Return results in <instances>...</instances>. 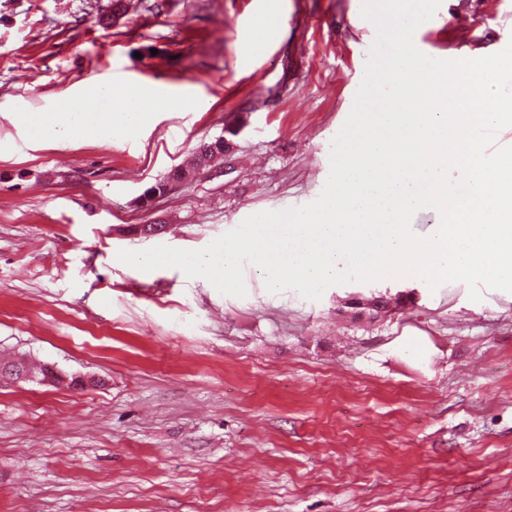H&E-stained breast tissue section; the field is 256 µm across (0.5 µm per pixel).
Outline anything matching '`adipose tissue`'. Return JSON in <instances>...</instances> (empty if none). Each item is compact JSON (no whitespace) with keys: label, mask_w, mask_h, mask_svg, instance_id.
Segmentation results:
<instances>
[{"label":"adipose tissue","mask_w":512,"mask_h":512,"mask_svg":"<svg viewBox=\"0 0 512 512\" xmlns=\"http://www.w3.org/2000/svg\"><path fill=\"white\" fill-rule=\"evenodd\" d=\"M179 102L177 96L149 88L93 84L77 96L60 99L35 119L45 139H96L115 129L135 132L152 112Z\"/></svg>","instance_id":"1"}]
</instances>
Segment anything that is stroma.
Returning a JSON list of instances; mask_svg holds the SVG:
<instances>
[{
	"mask_svg": "<svg viewBox=\"0 0 512 512\" xmlns=\"http://www.w3.org/2000/svg\"><path fill=\"white\" fill-rule=\"evenodd\" d=\"M132 3L0 0V354L64 377L0 380V512H512V292L415 279L313 301L248 270L239 298L115 260L320 195L377 35L362 0ZM414 42L497 53L512 0H441ZM91 81L189 101L93 141L15 123ZM234 125L232 170L141 206Z\"/></svg>",
	"mask_w": 512,
	"mask_h": 512,
	"instance_id": "stroma-1",
	"label": "stroma"
}]
</instances>
